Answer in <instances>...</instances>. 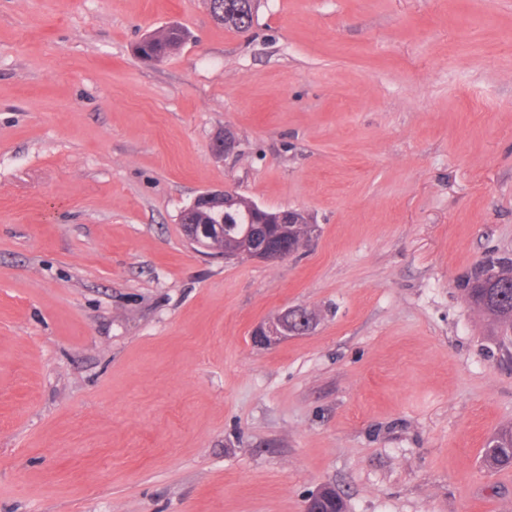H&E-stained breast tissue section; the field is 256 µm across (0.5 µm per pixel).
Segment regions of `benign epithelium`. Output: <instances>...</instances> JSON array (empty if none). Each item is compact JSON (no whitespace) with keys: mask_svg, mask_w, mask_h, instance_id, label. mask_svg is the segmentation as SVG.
<instances>
[{"mask_svg":"<svg viewBox=\"0 0 512 512\" xmlns=\"http://www.w3.org/2000/svg\"><path fill=\"white\" fill-rule=\"evenodd\" d=\"M241 201L242 196L224 188L208 189L198 194L180 216L187 243L199 252L215 255V242L227 241L229 245L224 248L226 260L246 256L260 261L276 262L292 255L295 247L284 236L261 239L256 221L271 226L296 224L298 212L290 209L269 211L249 199L245 223L233 225L226 216V210ZM313 324L314 316L311 311L304 306H293L256 326L252 337L256 344L270 347L289 336L305 334ZM327 502L337 505L339 512H346L343 499L330 484L321 486L305 500L304 512H313L315 505Z\"/></svg>","mask_w":512,"mask_h":512,"instance_id":"obj_1","label":"benign epithelium"}]
</instances>
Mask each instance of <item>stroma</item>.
<instances>
[{
  "mask_svg": "<svg viewBox=\"0 0 512 512\" xmlns=\"http://www.w3.org/2000/svg\"><path fill=\"white\" fill-rule=\"evenodd\" d=\"M223 186L318 231L201 256L179 216ZM490 255L512 0H0V512H512V359L458 286ZM249 1L252 0H210V7L215 9V5L218 2L217 7H222L224 4L230 3V7L224 10V14H220L217 17L218 20H224V27L239 31L246 29L251 26L253 21V13L250 8ZM240 5V6H239ZM244 5L248 8L244 9ZM156 34L157 37L146 49L162 53L164 58L180 49L187 39V32L183 27H176L175 29L163 28ZM313 324L314 316L311 311L304 306H293L256 326L252 331V337L257 345L270 347L288 336L305 334ZM483 461L490 470L512 466V426L502 428L487 441ZM327 502L335 504V505L337 504L339 507V512H346V510H345L346 506H345L343 499H341L336 494V489L330 484H325V485L321 486L315 493H312L305 500L304 511L305 512H318V511H313V510H317L316 508H314V506L319 503H327Z\"/></svg>",
  "mask_w": 512,
  "mask_h": 512,
  "instance_id": "obj_1",
  "label": "stroma"
}]
</instances>
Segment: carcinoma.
Here are the masks:
<instances>
[{
  "instance_id": "carcinoma-1",
  "label": "carcinoma",
  "mask_w": 512,
  "mask_h": 512,
  "mask_svg": "<svg viewBox=\"0 0 512 512\" xmlns=\"http://www.w3.org/2000/svg\"><path fill=\"white\" fill-rule=\"evenodd\" d=\"M230 7L224 10V27L239 31L251 26L253 13L249 0H210V7ZM187 39L184 28L162 29L148 48L168 56L180 49ZM283 234L295 247L308 240L305 225L292 224L282 228ZM460 288L469 303L493 320L503 338L512 335V259L489 257L471 270L461 281ZM483 461L490 470L512 466V426L495 433L486 443Z\"/></svg>"
}]
</instances>
